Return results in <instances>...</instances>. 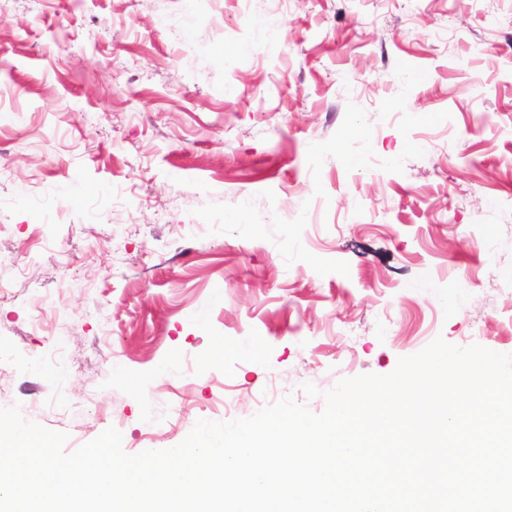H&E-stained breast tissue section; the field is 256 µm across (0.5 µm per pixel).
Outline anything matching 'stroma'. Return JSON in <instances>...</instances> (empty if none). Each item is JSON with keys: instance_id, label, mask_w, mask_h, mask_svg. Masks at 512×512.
Wrapping results in <instances>:
<instances>
[{"instance_id": "1", "label": "stroma", "mask_w": 512, "mask_h": 512, "mask_svg": "<svg viewBox=\"0 0 512 512\" xmlns=\"http://www.w3.org/2000/svg\"><path fill=\"white\" fill-rule=\"evenodd\" d=\"M510 125L512 0H0V407L136 454L512 354Z\"/></svg>"}]
</instances>
